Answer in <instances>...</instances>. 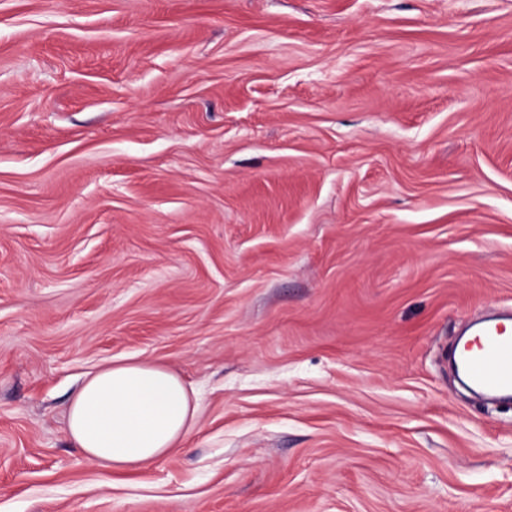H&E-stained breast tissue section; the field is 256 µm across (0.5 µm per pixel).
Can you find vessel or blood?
Here are the masks:
<instances>
[{
    "instance_id": "obj_1",
    "label": "vessel or blood",
    "mask_w": 512,
    "mask_h": 512,
    "mask_svg": "<svg viewBox=\"0 0 512 512\" xmlns=\"http://www.w3.org/2000/svg\"><path fill=\"white\" fill-rule=\"evenodd\" d=\"M475 345L459 352L458 364L467 377L485 391L512 393V323L492 321L481 326Z\"/></svg>"
}]
</instances>
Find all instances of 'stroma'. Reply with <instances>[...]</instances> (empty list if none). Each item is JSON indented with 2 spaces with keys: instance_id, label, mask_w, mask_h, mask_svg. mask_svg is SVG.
Listing matches in <instances>:
<instances>
[{
  "instance_id": "35a3bbf8",
  "label": "stroma",
  "mask_w": 512,
  "mask_h": 512,
  "mask_svg": "<svg viewBox=\"0 0 512 512\" xmlns=\"http://www.w3.org/2000/svg\"><path fill=\"white\" fill-rule=\"evenodd\" d=\"M512 0H0V512H512ZM199 404L119 473L85 373ZM510 318L491 321L477 330L476 343L463 346L458 364L467 377L485 391L500 395L512 392V332ZM476 347H473V346ZM198 403L156 362L127 360L88 373L68 413L72 443L113 471L144 468L184 447Z\"/></svg>"
}]
</instances>
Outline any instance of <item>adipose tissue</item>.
<instances>
[{
    "label": "adipose tissue",
    "mask_w": 512,
    "mask_h": 512,
    "mask_svg": "<svg viewBox=\"0 0 512 512\" xmlns=\"http://www.w3.org/2000/svg\"><path fill=\"white\" fill-rule=\"evenodd\" d=\"M197 413L176 374L156 362L127 360L86 375L70 402L68 429L86 458L124 472L184 447Z\"/></svg>",
    "instance_id": "adipose-tissue-1"
}]
</instances>
